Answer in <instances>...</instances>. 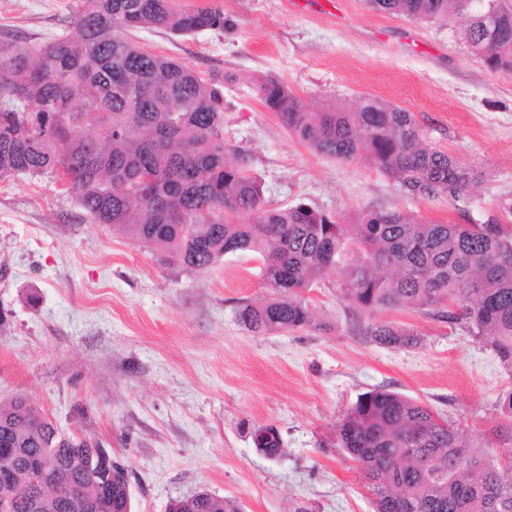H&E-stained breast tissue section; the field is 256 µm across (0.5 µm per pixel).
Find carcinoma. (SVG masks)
<instances>
[{
  "instance_id": "obj_1",
  "label": "carcinoma",
  "mask_w": 512,
  "mask_h": 512,
  "mask_svg": "<svg viewBox=\"0 0 512 512\" xmlns=\"http://www.w3.org/2000/svg\"><path fill=\"white\" fill-rule=\"evenodd\" d=\"M416 22L465 21L464 40L486 67L512 75V0H367ZM74 33L43 45L0 47V178L66 177V191L96 224L158 246L185 270L203 271L237 252L260 256L270 298L243 303L255 335L311 322L315 289H334L349 314L416 309L488 343L512 372V200L482 223L427 221L368 208L353 224L305 203L272 207L251 173L248 149L224 139V84L127 39L159 28L176 37L222 31L224 13L179 0H80ZM286 130L316 152L361 160L413 198L462 199L472 175L429 143L412 113L375 98L354 108L309 111L286 85H253ZM364 335L387 346L417 344L393 322ZM441 414L401 393L374 389L338 422L339 447L357 463L374 512H512V448L499 458ZM90 448L70 442L25 396L0 404V468L17 484L41 463L60 485L39 512H70L88 493ZM97 497L102 512H128L125 469ZM0 512H29L0 489ZM185 512H237L215 495Z\"/></svg>"
}]
</instances>
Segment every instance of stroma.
I'll return each instance as SVG.
<instances>
[{"instance_id":"stroma-1","label":"stroma","mask_w":512,"mask_h":512,"mask_svg":"<svg viewBox=\"0 0 512 512\" xmlns=\"http://www.w3.org/2000/svg\"><path fill=\"white\" fill-rule=\"evenodd\" d=\"M78 0H0V45L68 31ZM224 31H132L138 45L224 89V136L252 154L274 207L298 201L353 223L364 208L479 222L512 198V76L489 71L463 19L420 23L366 0L289 9L288 0H211ZM270 75L306 108L372 97L411 112L433 145L474 171L469 202L411 200L363 163L328 158L289 135L252 87ZM263 261L238 252L201 272L92 223L47 175L0 179V401L24 395L63 432L101 443L130 474L134 512H165L205 489L241 512H373L336 425L377 388L458 421L492 457L512 448L498 406L512 373L492 348L409 309L380 313L413 348L371 342L334 291H311L309 326L257 336L240 303L268 296ZM275 427L279 457L254 430Z\"/></svg>"}]
</instances>
